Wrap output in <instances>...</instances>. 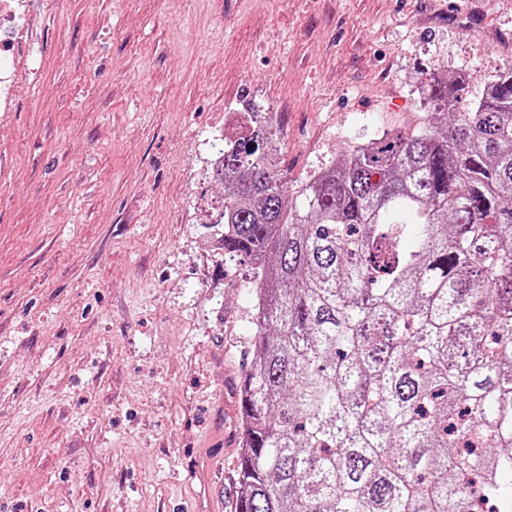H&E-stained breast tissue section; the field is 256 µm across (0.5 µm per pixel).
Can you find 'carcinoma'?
Wrapping results in <instances>:
<instances>
[{
	"instance_id": "obj_1",
	"label": "carcinoma",
	"mask_w": 512,
	"mask_h": 512,
	"mask_svg": "<svg viewBox=\"0 0 512 512\" xmlns=\"http://www.w3.org/2000/svg\"><path fill=\"white\" fill-rule=\"evenodd\" d=\"M384 128L289 206L276 127L224 141L255 341L231 512H512V68Z\"/></svg>"
}]
</instances>
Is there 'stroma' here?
I'll list each match as a JSON object with an SVG mask.
<instances>
[{"label": "stroma", "mask_w": 512, "mask_h": 512, "mask_svg": "<svg viewBox=\"0 0 512 512\" xmlns=\"http://www.w3.org/2000/svg\"><path fill=\"white\" fill-rule=\"evenodd\" d=\"M1 27L0 512H230L254 341L207 158L273 113L288 196L512 66V0H23Z\"/></svg>", "instance_id": "35a3bbf8"}]
</instances>
